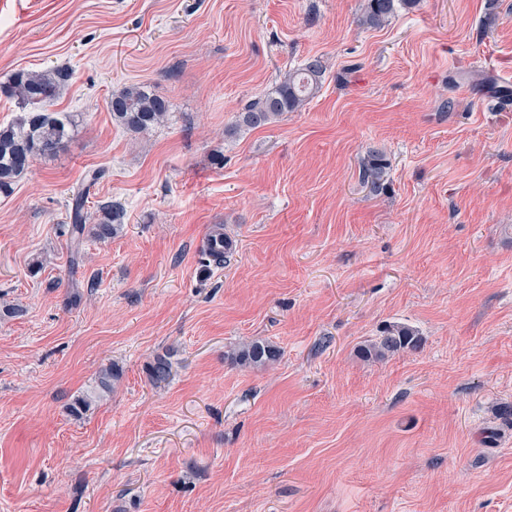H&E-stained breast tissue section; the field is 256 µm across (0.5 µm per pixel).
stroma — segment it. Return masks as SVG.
Here are the masks:
<instances>
[{"mask_svg": "<svg viewBox=\"0 0 512 512\" xmlns=\"http://www.w3.org/2000/svg\"><path fill=\"white\" fill-rule=\"evenodd\" d=\"M363 5L0 0V83L70 66L53 108L83 117L0 196V512H512V0H411L377 29ZM311 56L309 103L229 133ZM140 83L171 103L144 136L107 106ZM92 169L90 204L126 219L75 264ZM389 323L420 348L362 358ZM250 341L279 360L228 359ZM386 165L379 151H369L367 157L361 161L362 177L371 193H377L383 188ZM103 176L101 170H92L87 175L86 188L74 193L66 204L70 238L74 244L73 263L81 257L80 246L87 237L96 239L112 238L122 227L125 211L120 203L107 201L89 211V188ZM88 188V189H87ZM119 377V372L112 368H107L99 373L96 381V386L93 390L82 397L77 399L76 405L73 408L74 412L89 407V405L96 399H100L105 394L112 390V381Z\"/></svg>", "mask_w": 512, "mask_h": 512, "instance_id": "1", "label": "stroma"}]
</instances>
